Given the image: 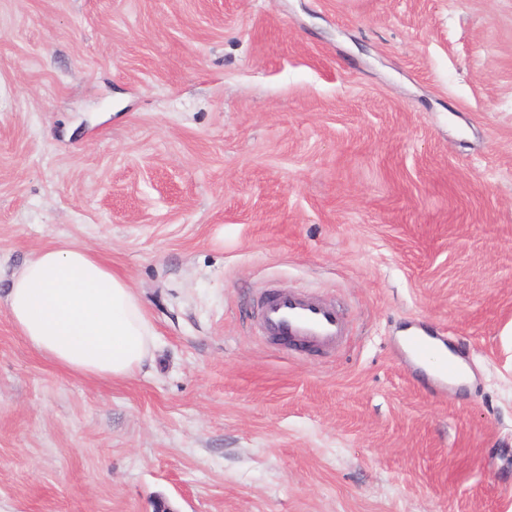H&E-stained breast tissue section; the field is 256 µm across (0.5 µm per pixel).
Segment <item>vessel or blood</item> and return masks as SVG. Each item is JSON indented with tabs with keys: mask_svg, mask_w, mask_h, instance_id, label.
Here are the masks:
<instances>
[{
	"mask_svg": "<svg viewBox=\"0 0 512 512\" xmlns=\"http://www.w3.org/2000/svg\"><path fill=\"white\" fill-rule=\"evenodd\" d=\"M262 327L269 335L311 348L340 346L347 335V327L333 305L286 292L264 301Z\"/></svg>",
	"mask_w": 512,
	"mask_h": 512,
	"instance_id": "1",
	"label": "vessel or blood"
}]
</instances>
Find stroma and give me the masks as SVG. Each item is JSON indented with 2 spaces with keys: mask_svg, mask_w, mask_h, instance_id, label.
<instances>
[{
  "mask_svg": "<svg viewBox=\"0 0 512 512\" xmlns=\"http://www.w3.org/2000/svg\"><path fill=\"white\" fill-rule=\"evenodd\" d=\"M54 242L156 347L91 380L0 308V512H512V0H0V291ZM262 327L271 336L311 348H337L347 336L346 324L333 305L286 292L264 301Z\"/></svg>",
  "mask_w": 512,
  "mask_h": 512,
  "instance_id": "1",
  "label": "stroma"
}]
</instances>
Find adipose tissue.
<instances>
[{
    "label": "adipose tissue",
    "instance_id": "ef3b65f1",
    "mask_svg": "<svg viewBox=\"0 0 512 512\" xmlns=\"http://www.w3.org/2000/svg\"><path fill=\"white\" fill-rule=\"evenodd\" d=\"M0 305L31 349L86 378L130 377L156 344L126 278L84 247L48 245L34 252L11 272Z\"/></svg>",
    "mask_w": 512,
    "mask_h": 512
}]
</instances>
